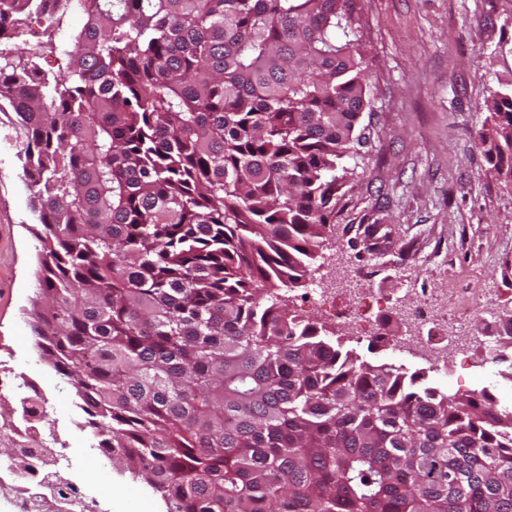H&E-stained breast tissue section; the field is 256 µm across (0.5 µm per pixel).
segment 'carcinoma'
<instances>
[{"mask_svg": "<svg viewBox=\"0 0 512 512\" xmlns=\"http://www.w3.org/2000/svg\"><path fill=\"white\" fill-rule=\"evenodd\" d=\"M58 74L0 50L35 237L29 324L167 512H512V409L301 319L367 66L352 0H77ZM32 0H0V36ZM476 147L512 180V90ZM512 349V313L495 317ZM0 412V465L35 468ZM48 512H81L54 493Z\"/></svg>", "mask_w": 512, "mask_h": 512, "instance_id": "cac0c4a2", "label": "carcinoma"}]
</instances>
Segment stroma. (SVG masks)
<instances>
[{"label": "stroma", "instance_id": "1", "mask_svg": "<svg viewBox=\"0 0 512 512\" xmlns=\"http://www.w3.org/2000/svg\"><path fill=\"white\" fill-rule=\"evenodd\" d=\"M369 67V105L360 118L367 142L346 158L336 212L313 278L331 294L332 311L304 305L302 288L287 294L291 309H309L330 338L354 342L346 313L356 288L385 298L415 336L406 352L357 344L361 358L424 370L442 390H487L505 382L482 357L483 322L512 311V183L490 172L475 146L488 117L486 98L512 83V0H357ZM64 16L29 14L4 48L21 52L48 75L58 72L52 45H71L82 21L76 0H60ZM14 130L0 131V407L15 406L22 378L45 368L28 323L37 288L36 218ZM440 328L454 343L435 352L422 337ZM470 354L461 378L443 371L458 349ZM107 470L115 496L167 512L147 484L107 459L82 456L80 469Z\"/></svg>", "mask_w": 512, "mask_h": 512}]
</instances>
